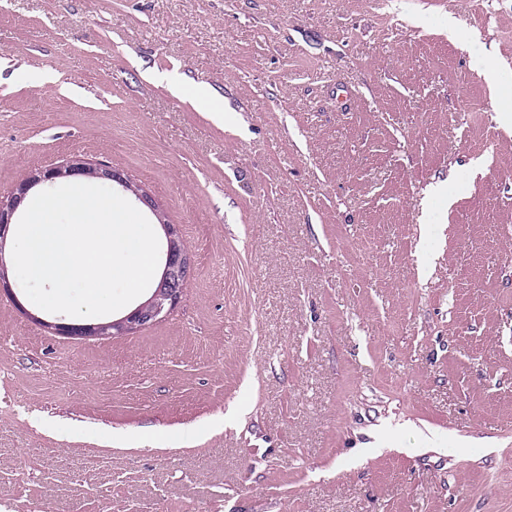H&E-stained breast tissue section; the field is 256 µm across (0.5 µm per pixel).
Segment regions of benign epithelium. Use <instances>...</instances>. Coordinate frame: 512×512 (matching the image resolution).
<instances>
[{"instance_id": "benign-epithelium-1", "label": "benign epithelium", "mask_w": 512, "mask_h": 512, "mask_svg": "<svg viewBox=\"0 0 512 512\" xmlns=\"http://www.w3.org/2000/svg\"><path fill=\"white\" fill-rule=\"evenodd\" d=\"M74 177L115 184L156 217L164 234L159 270L150 296L119 318L77 324L46 321L33 314L30 318L56 334L79 339L129 336L154 324L164 310L170 311L177 306L190 279L193 263L184 245L180 225L163 220L153 194L145 188H136L125 170L112 164L90 162L80 155H74L59 165L30 172L13 186L6 198H0V293L13 294L5 260V245L14 233L20 208L35 189Z\"/></svg>"}]
</instances>
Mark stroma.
<instances>
[{
	"instance_id": "obj_1",
	"label": "stroma",
	"mask_w": 512,
	"mask_h": 512,
	"mask_svg": "<svg viewBox=\"0 0 512 512\" xmlns=\"http://www.w3.org/2000/svg\"><path fill=\"white\" fill-rule=\"evenodd\" d=\"M508 110L512 0H0V197L107 162L193 260L130 336L0 295V512H512Z\"/></svg>"
}]
</instances>
